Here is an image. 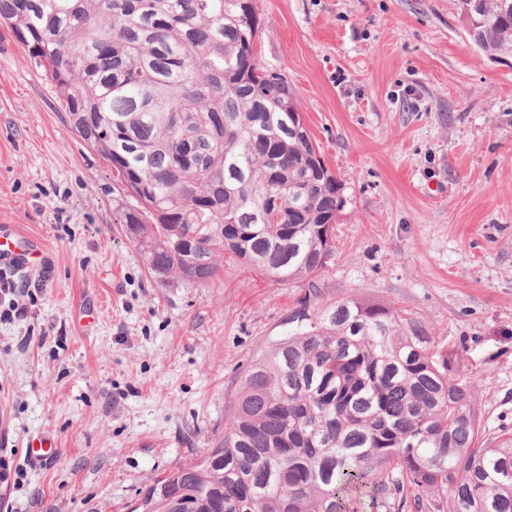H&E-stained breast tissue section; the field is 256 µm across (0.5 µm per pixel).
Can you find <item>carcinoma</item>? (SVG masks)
Wrapping results in <instances>:
<instances>
[{
  "label": "carcinoma",
  "mask_w": 512,
  "mask_h": 512,
  "mask_svg": "<svg viewBox=\"0 0 512 512\" xmlns=\"http://www.w3.org/2000/svg\"><path fill=\"white\" fill-rule=\"evenodd\" d=\"M457 5L478 50L512 54V0ZM0 21L135 202L151 276L203 286L221 255L308 288L224 437L140 512H512V429L482 436L457 356L411 313L314 306L347 198L288 78L260 64L254 0H0Z\"/></svg>",
  "instance_id": "carcinoma-1"
}]
</instances>
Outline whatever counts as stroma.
I'll return each instance as SVG.
<instances>
[{
	"mask_svg": "<svg viewBox=\"0 0 512 512\" xmlns=\"http://www.w3.org/2000/svg\"><path fill=\"white\" fill-rule=\"evenodd\" d=\"M261 63L285 72L347 205L318 300L414 314L478 377L482 430L512 427V56L472 43L456 0H255ZM130 203L43 73L0 37V227L51 265L0 321V487L12 512H131L223 433L253 358L301 290L224 265L151 278ZM43 435L57 452L24 456Z\"/></svg>",
	"mask_w": 512,
	"mask_h": 512,
	"instance_id": "obj_1",
	"label": "stroma"
}]
</instances>
